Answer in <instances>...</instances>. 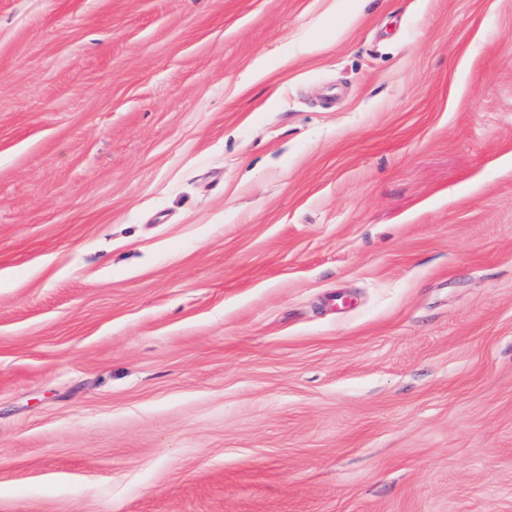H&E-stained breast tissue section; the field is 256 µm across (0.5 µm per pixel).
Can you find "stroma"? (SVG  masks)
Instances as JSON below:
<instances>
[{
  "label": "stroma",
  "mask_w": 512,
  "mask_h": 512,
  "mask_svg": "<svg viewBox=\"0 0 512 512\" xmlns=\"http://www.w3.org/2000/svg\"><path fill=\"white\" fill-rule=\"evenodd\" d=\"M0 512H512V0H0Z\"/></svg>",
  "instance_id": "obj_1"
}]
</instances>
